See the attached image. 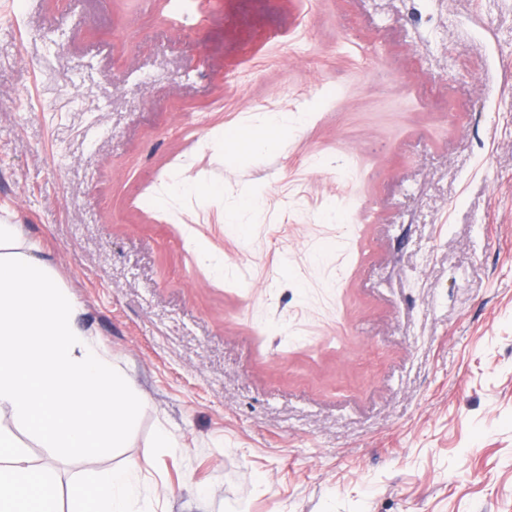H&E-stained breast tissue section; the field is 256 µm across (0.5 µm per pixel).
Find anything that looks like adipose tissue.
<instances>
[{"instance_id": "1", "label": "adipose tissue", "mask_w": 512, "mask_h": 512, "mask_svg": "<svg viewBox=\"0 0 512 512\" xmlns=\"http://www.w3.org/2000/svg\"><path fill=\"white\" fill-rule=\"evenodd\" d=\"M81 306L50 263L26 246L19 224L0 219V415L50 448L93 461L119 447L145 405L129 376L80 323ZM0 512H58L56 487L0 429ZM130 470L96 472L82 512H135Z\"/></svg>"}]
</instances>
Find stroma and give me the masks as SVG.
<instances>
[{
	"label": "stroma",
	"instance_id": "35a3bbf8",
	"mask_svg": "<svg viewBox=\"0 0 512 512\" xmlns=\"http://www.w3.org/2000/svg\"><path fill=\"white\" fill-rule=\"evenodd\" d=\"M313 10L0 0V216L147 401L90 464L0 417L60 512L124 468L141 512H512V50L483 38L512 34V0ZM286 81L282 111L313 119L246 129ZM241 194L264 211L235 229ZM299 92L300 90L295 85L284 82L279 86L274 97L265 101H254L249 106L250 109L254 111L276 112L282 103L288 101L290 98H294Z\"/></svg>",
	"mask_w": 512,
	"mask_h": 512
}]
</instances>
